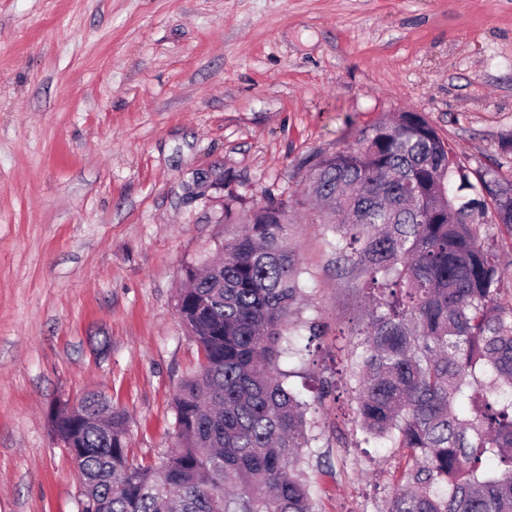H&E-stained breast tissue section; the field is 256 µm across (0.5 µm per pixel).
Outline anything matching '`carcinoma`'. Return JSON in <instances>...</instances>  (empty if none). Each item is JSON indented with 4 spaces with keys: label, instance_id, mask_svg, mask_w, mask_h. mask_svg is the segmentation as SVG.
<instances>
[{
    "label": "carcinoma",
    "instance_id": "carcinoma-1",
    "mask_svg": "<svg viewBox=\"0 0 512 512\" xmlns=\"http://www.w3.org/2000/svg\"><path fill=\"white\" fill-rule=\"evenodd\" d=\"M336 235V271L375 294L354 352L367 442L407 450L384 512H512V304L502 267L471 223L473 187L419 112L361 129L355 144L307 170ZM495 224L512 229V185L481 179ZM270 201L250 214L224 204L222 258L186 270L176 307L201 361L172 399L175 450L128 457V419L87 421L51 407L96 512H314L302 467L310 403L285 385L288 317L302 297L292 215ZM281 211V222L270 223Z\"/></svg>",
    "mask_w": 512,
    "mask_h": 512
}]
</instances>
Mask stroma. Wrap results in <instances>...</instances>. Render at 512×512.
I'll use <instances>...</instances> for the list:
<instances>
[{"label":"stroma","mask_w":512,"mask_h":512,"mask_svg":"<svg viewBox=\"0 0 512 512\" xmlns=\"http://www.w3.org/2000/svg\"><path fill=\"white\" fill-rule=\"evenodd\" d=\"M409 110L466 197L487 200L483 173L512 183V0H0V512H79L48 410L89 391L128 416L130 459L159 462L200 361L176 293L223 243L225 202L302 195L306 160ZM294 222L304 300L280 367L312 404L315 512H382L406 452L359 427L366 293L319 212Z\"/></svg>","instance_id":"stroma-1"}]
</instances>
